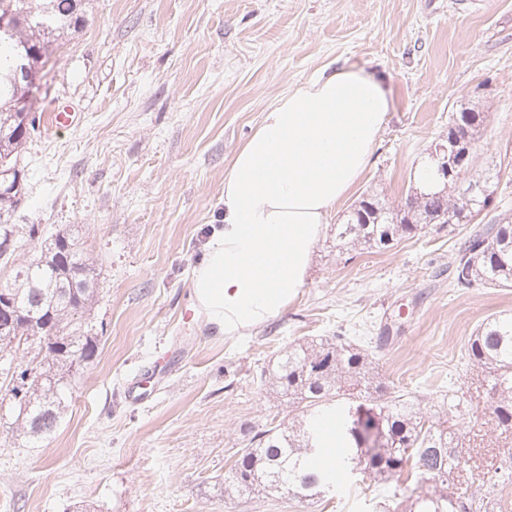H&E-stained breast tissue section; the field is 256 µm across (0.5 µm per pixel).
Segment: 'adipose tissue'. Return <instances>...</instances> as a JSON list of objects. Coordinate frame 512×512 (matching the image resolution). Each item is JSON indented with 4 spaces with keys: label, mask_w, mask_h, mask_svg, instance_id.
Returning <instances> with one entry per match:
<instances>
[{
    "label": "adipose tissue",
    "mask_w": 512,
    "mask_h": 512,
    "mask_svg": "<svg viewBox=\"0 0 512 512\" xmlns=\"http://www.w3.org/2000/svg\"><path fill=\"white\" fill-rule=\"evenodd\" d=\"M388 110L380 80L343 69L293 85L264 112L224 170L222 224L191 270V301L212 332L245 335L295 300Z\"/></svg>",
    "instance_id": "1"
}]
</instances>
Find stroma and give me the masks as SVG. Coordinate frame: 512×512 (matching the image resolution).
<instances>
[{
    "mask_svg": "<svg viewBox=\"0 0 512 512\" xmlns=\"http://www.w3.org/2000/svg\"><path fill=\"white\" fill-rule=\"evenodd\" d=\"M86 23L45 66L46 117L76 103L78 125L39 128L20 159L15 224L68 225L101 269L96 360L72 378L55 433L15 436L0 407V512H379L387 484L341 479L335 497L228 498L224 473L248 431L287 403L260 379L301 339L340 335L374 353L397 390L439 404L476 372L462 345L512 288L458 289L448 265L471 225L431 224L377 252L336 250L364 195L404 199L448 117L485 113L473 173L512 217V0H83ZM360 69L391 102L368 169L337 205L297 299L234 339L192 316L189 273L222 219L224 170L262 112L294 83ZM387 337L379 345L378 337ZM485 460L512 464V435L477 400L459 426Z\"/></svg>",
    "mask_w": 512,
    "mask_h": 512,
    "instance_id": "1",
    "label": "stroma"
}]
</instances>
